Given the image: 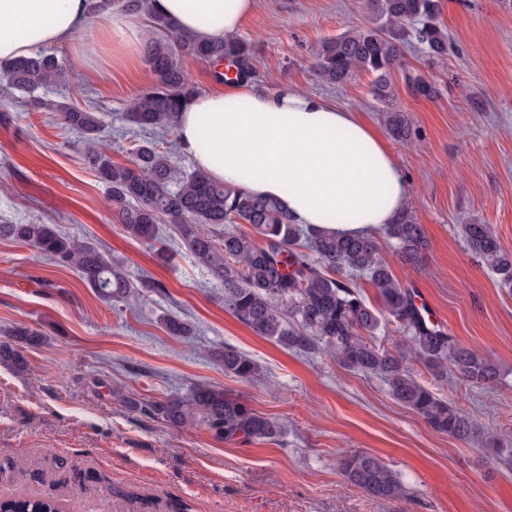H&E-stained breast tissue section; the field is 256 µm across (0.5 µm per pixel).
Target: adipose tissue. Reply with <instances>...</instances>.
<instances>
[{
    "label": "adipose tissue",
    "instance_id": "ef3b65f1",
    "mask_svg": "<svg viewBox=\"0 0 512 512\" xmlns=\"http://www.w3.org/2000/svg\"><path fill=\"white\" fill-rule=\"evenodd\" d=\"M178 27L220 39L239 30L256 0H152ZM90 29L89 51L139 50L135 18L114 14L89 24L85 0H0V60L75 42ZM181 147L213 179L278 199L293 222L343 236L392 223L408 202L395 155L355 112L290 88L191 97L176 118ZM209 147L199 151L200 139Z\"/></svg>",
    "mask_w": 512,
    "mask_h": 512
}]
</instances>
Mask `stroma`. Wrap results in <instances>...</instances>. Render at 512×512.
Here are the masks:
<instances>
[{
  "label": "stroma",
  "mask_w": 512,
  "mask_h": 512,
  "mask_svg": "<svg viewBox=\"0 0 512 512\" xmlns=\"http://www.w3.org/2000/svg\"><path fill=\"white\" fill-rule=\"evenodd\" d=\"M452 50L432 59L405 50L407 67L434 83L437 98L413 95L392 74V108L409 113L415 133L396 141L369 94L372 76L341 86L313 69L320 43L370 19L366 0H258L239 36L255 40L256 88L292 87L356 112L398 159L410 180L408 208L423 224L421 265L390 244L382 256L398 281L424 296L434 321L465 347L504 369L491 390L458 381L441 395L481 431L461 442L430 428L395 401L374 376L345 371L323 354H304L259 336L224 306V288L176 244L127 236L107 187L84 161L81 138L55 112L0 90V224L57 225L97 244L131 280L151 276L158 289L108 302L77 272L33 247L0 239V330L21 323L44 342L28 368L0 363V497H53L63 512H512V288L481 263L458 231L488 224L512 250V6L503 0H442ZM69 87L40 95L93 106L114 163L130 160L138 130L121 115L155 86L146 55L82 54L54 47ZM172 314L195 335H169ZM233 346L260 375L226 374L215 354ZM208 384L278 418V442L225 443L202 428L176 429L129 410ZM381 458L416 491L412 502L368 499L339 472L342 453Z\"/></svg>",
  "instance_id": "obj_1"
}]
</instances>
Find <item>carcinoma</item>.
I'll return each instance as SVG.
<instances>
[{
  "label": "carcinoma",
  "mask_w": 512,
  "mask_h": 512,
  "mask_svg": "<svg viewBox=\"0 0 512 512\" xmlns=\"http://www.w3.org/2000/svg\"><path fill=\"white\" fill-rule=\"evenodd\" d=\"M372 21L323 41L314 69L319 78L341 86L360 72L375 75L370 96L384 109L389 133L410 140L412 122L405 112L389 107L394 97L391 72L400 69L416 95L434 98L438 88L417 71L403 67L405 46L416 43L431 58L448 56L450 38L440 22L441 0H370ZM150 28L173 34L171 45L156 44L149 62L159 84L134 99L122 119L142 132L132 145L127 165L116 164L102 139V121L93 109L39 101L37 106L58 111L61 124L80 133L88 167L109 189L108 202L129 236L150 240L160 225L195 262L224 286V307L255 333L289 349L322 352L336 365L379 378L398 403L419 415L433 430L458 441L474 438L476 423L412 372L415 362L433 382L456 378L471 387L494 388L503 374L490 356L461 345L425 316L413 290L403 286L381 255L375 234L343 237L294 224L281 203L260 198L218 182L194 168L180 170L175 144L166 139L176 112L197 94L182 71L179 57L187 55L228 70L216 72L221 81H249L254 77V45L236 35L205 40L175 29L166 17L150 15ZM63 62L39 52L0 63V86L31 93L55 85L64 77ZM250 226L245 232L241 225ZM469 248L501 282L512 284V251L505 249L489 224H461ZM383 233L407 262L418 264L427 249L423 225L405 210ZM0 237L34 247L58 265L74 269L81 280L109 302L125 300L152 279L131 281L95 244L64 233L53 224H0ZM369 280L376 305L365 298L358 280ZM173 336H190L193 325L175 316L163 317ZM402 333L387 347L379 336L389 325ZM0 362L17 370L27 367V352L42 336L23 324L3 331ZM224 372L241 380L253 379L258 367L246 353L224 346L218 353ZM123 402L175 427H200L224 442H273L283 425L239 397L198 384L186 394L143 405L128 397ZM345 483L379 502L408 496L399 473L379 457L357 452L339 461ZM0 512H62L51 497L13 496L0 499Z\"/></svg>",
  "instance_id": "1"
}]
</instances>
